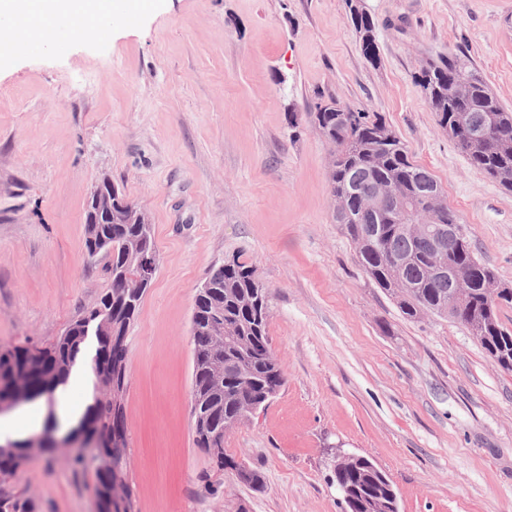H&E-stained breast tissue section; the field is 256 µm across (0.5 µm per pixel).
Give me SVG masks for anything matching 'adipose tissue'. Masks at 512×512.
I'll list each match as a JSON object with an SVG mask.
<instances>
[{
	"mask_svg": "<svg viewBox=\"0 0 512 512\" xmlns=\"http://www.w3.org/2000/svg\"><path fill=\"white\" fill-rule=\"evenodd\" d=\"M154 5V0H0V60L33 38L51 39L63 25L75 35L109 34L115 17H137Z\"/></svg>",
	"mask_w": 512,
	"mask_h": 512,
	"instance_id": "ef3b65f1",
	"label": "adipose tissue"
}]
</instances>
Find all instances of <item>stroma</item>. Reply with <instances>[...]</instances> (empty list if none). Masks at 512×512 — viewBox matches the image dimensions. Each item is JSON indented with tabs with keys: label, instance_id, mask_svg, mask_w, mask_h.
Segmentation results:
<instances>
[{
	"label": "stroma",
	"instance_id": "35a3bbf8",
	"mask_svg": "<svg viewBox=\"0 0 512 512\" xmlns=\"http://www.w3.org/2000/svg\"><path fill=\"white\" fill-rule=\"evenodd\" d=\"M159 0L110 38L62 36L0 63V346L47 344L109 287L85 205L105 179L151 220L158 263L130 325L125 478L135 512H344L334 448L373 460L399 512H512V372L462 325L407 318L332 210L321 98L377 113L499 282L512 285V191L474 168L418 78L466 56L512 109V0ZM250 266L285 382L224 435L255 492L195 442L194 296ZM66 449L13 480L40 512H95Z\"/></svg>",
	"mask_w": 512,
	"mask_h": 512
}]
</instances>
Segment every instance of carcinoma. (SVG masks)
I'll return each mask as SVG.
<instances>
[{
    "label": "carcinoma",
    "mask_w": 512,
    "mask_h": 512,
    "mask_svg": "<svg viewBox=\"0 0 512 512\" xmlns=\"http://www.w3.org/2000/svg\"><path fill=\"white\" fill-rule=\"evenodd\" d=\"M423 88L436 112L439 124L452 131L450 138L467 156L471 165L507 190H512V109L505 107L488 85L459 54H450L423 71ZM311 117L324 137H333L336 147L335 169L329 173L331 194L344 196L355 219L346 228L355 240L366 227L374 228L376 244L358 251V261L372 279L397 301L410 319L431 312L450 317L465 326L490 355L512 347V329L498 317L499 305L487 301L481 288L484 278L494 271L474 256L467 237L444 236V256L453 266L469 270V293L461 310L448 311V291L455 287L448 274L431 270V241L417 234L412 221L425 214L424 199L430 191L443 192L441 185L425 168L409 158L404 143L377 114L343 107L330 98L317 103ZM467 125L490 124L495 138L490 145L462 141L453 134L459 122ZM394 183L408 201L410 212L398 224L385 223L363 208V200L374 184ZM85 244L95 240L98 253L106 259L105 271L111 287L101 295L95 310H86L66 330L47 345L0 346V409H9L19 399L30 404L45 400L54 405L59 388L68 384L77 362L83 356L89 336L97 347L91 369L102 395L93 397L76 425L96 438L100 450L112 457L114 469L96 475L93 488L103 505L102 512H133L132 490L113 494L114 482L124 478L128 448L124 426V397L129 376L128 351L112 353V335L129 329L136 313L122 302L123 278L136 274V264L128 256L129 239L143 236L138 224H88ZM402 260L395 265L393 259ZM213 289L199 301L203 313H215L224 324V378L214 382L208 358L214 349L215 327L198 321L191 330L193 372L191 416L195 441L207 448L202 428L216 435L219 451L212 454L215 465L229 468L255 491L263 489L261 475L237 464L224 453V432L233 422L252 414L250 403L263 408L266 394H275L284 384L282 367L267 337L268 296L256 281L253 269L236 260L211 270L206 278ZM26 369L34 391L23 393L10 385L16 369ZM0 449V512H39L37 503L15 491L10 480L27 463L24 442ZM337 480L349 488L345 512H389L397 490L388 475L371 459L350 455L339 461Z\"/></svg>",
    "instance_id": "carcinoma-1"
}]
</instances>
